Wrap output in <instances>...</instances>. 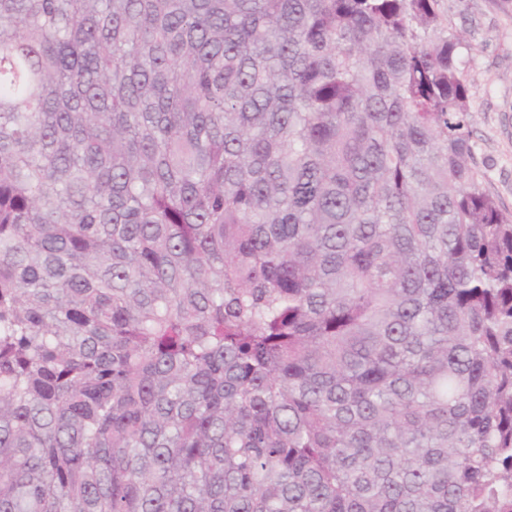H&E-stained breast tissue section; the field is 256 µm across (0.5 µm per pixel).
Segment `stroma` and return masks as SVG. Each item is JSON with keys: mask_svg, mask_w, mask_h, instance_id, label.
Returning <instances> with one entry per match:
<instances>
[{"mask_svg": "<svg viewBox=\"0 0 512 512\" xmlns=\"http://www.w3.org/2000/svg\"><path fill=\"white\" fill-rule=\"evenodd\" d=\"M469 74V125L482 188L512 214V0H440Z\"/></svg>", "mask_w": 512, "mask_h": 512, "instance_id": "1", "label": "stroma"}]
</instances>
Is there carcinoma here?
<instances>
[{"label": "carcinoma", "mask_w": 512, "mask_h": 512, "mask_svg": "<svg viewBox=\"0 0 512 512\" xmlns=\"http://www.w3.org/2000/svg\"><path fill=\"white\" fill-rule=\"evenodd\" d=\"M438 0H0V512H512V215Z\"/></svg>", "instance_id": "cac0c4a2"}]
</instances>
